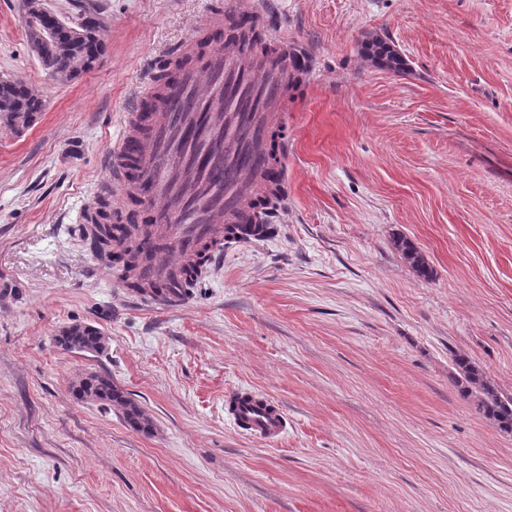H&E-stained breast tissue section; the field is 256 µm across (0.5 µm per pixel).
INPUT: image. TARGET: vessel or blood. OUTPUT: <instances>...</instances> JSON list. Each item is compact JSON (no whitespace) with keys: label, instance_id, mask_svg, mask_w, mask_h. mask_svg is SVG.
Listing matches in <instances>:
<instances>
[{"label":"vessel or blood","instance_id":"b4317fda","mask_svg":"<svg viewBox=\"0 0 512 512\" xmlns=\"http://www.w3.org/2000/svg\"><path fill=\"white\" fill-rule=\"evenodd\" d=\"M276 49L273 55L254 49L242 64L236 51L214 47L166 86L162 112L125 117L109 158L111 187L135 190L148 204L161 237L144 240L143 248L162 245L172 253L171 260L147 272L148 280L168 288L155 296L156 304L183 306L189 271L211 268L223 255L225 228L261 220L253 203L269 192L266 151L282 123L291 85L287 39ZM132 155L143 171L133 184L127 179ZM111 187L99 190L82 210V223L98 221ZM229 401L235 423L251 434L267 440L281 436L285 413L278 403L249 390Z\"/></svg>","mask_w":512,"mask_h":512}]
</instances>
